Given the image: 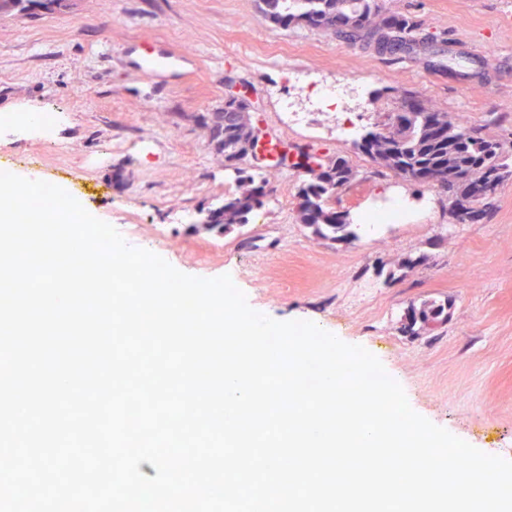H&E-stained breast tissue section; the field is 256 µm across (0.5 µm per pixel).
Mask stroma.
Returning a JSON list of instances; mask_svg holds the SVG:
<instances>
[{"label":"stroma","instance_id":"35a3bbf8","mask_svg":"<svg viewBox=\"0 0 512 512\" xmlns=\"http://www.w3.org/2000/svg\"><path fill=\"white\" fill-rule=\"evenodd\" d=\"M423 32L447 33L455 54L484 52L488 67L469 78H436L414 61L393 62L301 25L282 28L261 0H69L38 15L0 16V114L33 105L60 122L37 132L0 125V158L13 174L40 172L134 247L201 278L230 275L249 305L278 321L309 320L365 347L403 387L412 409L477 448L512 457V178L482 224L459 223L439 187L401 180L375 165L357 139L394 111L390 86L421 92L452 121L512 148V0H378ZM111 48L99 58L100 46ZM180 49L195 56L185 76L151 78L133 53ZM312 79L370 76L380 90L351 113L350 139L336 116L313 113L289 127L276 92L288 74L275 54ZM253 99V122L272 144L314 145L348 158L355 176L332 201L356 236L314 239L297 220L304 171L281 168L264 206L219 235L180 223V209L216 206L238 191L200 117L219 112L226 77ZM166 135L156 133L157 126ZM66 154H57V147ZM400 194L418 214L402 224L360 228V214ZM436 301L448 318L409 329L412 307Z\"/></svg>","mask_w":512,"mask_h":512}]
</instances>
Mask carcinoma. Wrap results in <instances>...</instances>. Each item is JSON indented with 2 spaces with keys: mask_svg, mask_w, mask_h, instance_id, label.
I'll use <instances>...</instances> for the list:
<instances>
[{
  "mask_svg": "<svg viewBox=\"0 0 512 512\" xmlns=\"http://www.w3.org/2000/svg\"><path fill=\"white\" fill-rule=\"evenodd\" d=\"M39 0H0V15L25 12ZM267 18L284 28L301 23L339 38L350 40L354 33L337 27L338 21L359 23L368 36L388 44L389 54L400 62L429 51L422 40L418 22L405 15H384L376 0H266ZM390 93L402 112H388L374 129L361 137L358 148L375 164L407 181L433 183L441 177L448 192L450 212L458 219L475 223L489 217L493 204L484 196L512 175V154L474 129L448 119V113L431 99L399 87H385L376 94ZM246 104L230 102L224 111L201 116L216 152L224 155V168L242 174L248 129L243 112ZM279 174L268 168L262 173L238 179L240 190L217 207L198 210L199 230L226 234L248 223V215L264 204L272 191V179ZM354 178V171L342 157H328L322 169L310 175L299 188L297 219L318 240L344 239L354 235L348 219L330 206L336 194ZM448 319L446 305L429 302L412 309L409 328L423 327Z\"/></svg>",
  "mask_w": 512,
  "mask_h": 512,
  "instance_id": "carcinoma-1",
  "label": "carcinoma"
}]
</instances>
